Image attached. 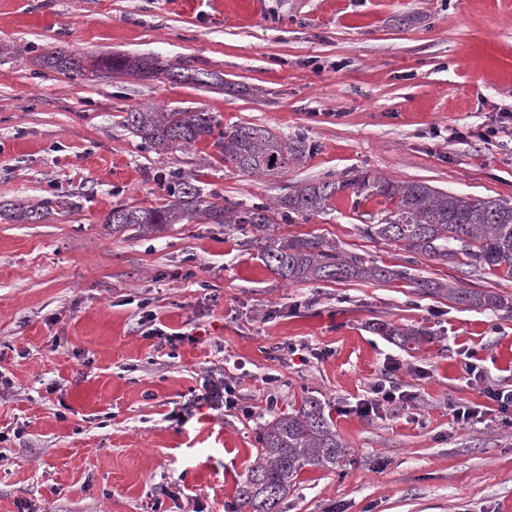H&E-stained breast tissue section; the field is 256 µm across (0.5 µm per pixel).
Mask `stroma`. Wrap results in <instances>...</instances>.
I'll return each instance as SVG.
<instances>
[{"instance_id": "35a3bbf8", "label": "stroma", "mask_w": 512, "mask_h": 512, "mask_svg": "<svg viewBox=\"0 0 512 512\" xmlns=\"http://www.w3.org/2000/svg\"><path fill=\"white\" fill-rule=\"evenodd\" d=\"M158 56L220 85L42 66L47 52ZM206 108L224 127L305 139L280 177L225 166L206 143L157 153L130 109ZM512 0H0V204L59 205L0 220V512H235L261 427L321 400L347 446L305 469L283 512H512V427L463 371L512 384V311L468 309L411 277L512 297L483 268L407 253L362 228L393 203L337 194L282 223L410 279L287 284L240 235L193 220L113 234L112 207L166 198L194 174L213 202L253 205L362 174L512 202ZM194 334L170 346L154 323ZM425 330L400 346L379 325ZM221 370L241 407L192 404ZM391 378L414 399L360 415ZM179 489L177 499L160 495ZM50 209L51 205L49 202L25 205L24 202L19 201L13 204V211L9 214V219L24 223L38 222L48 215Z\"/></svg>"}]
</instances>
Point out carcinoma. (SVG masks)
<instances>
[{"label": "carcinoma", "instance_id": "carcinoma-1", "mask_svg": "<svg viewBox=\"0 0 512 512\" xmlns=\"http://www.w3.org/2000/svg\"><path fill=\"white\" fill-rule=\"evenodd\" d=\"M53 67L81 74L112 72L138 77L159 74L173 81L207 84L213 73L199 68L188 73L158 57L127 54L97 56L88 61L58 52L47 56ZM127 125L144 143L163 153L174 147L212 140L224 165L242 173L283 174L288 165L306 153L302 137H286L264 126L221 127L218 115L206 110L170 109L160 112L143 106L127 113ZM168 199L156 206H116L105 223L112 233L134 230L161 232L174 224L202 218L208 224L224 225V232L246 237V245L257 250L268 270L288 283L373 279H405L422 293L448 290V298L469 308L512 309V301L497 292L444 287L427 278H416L406 269L374 266L363 257L343 252L335 242L322 236L277 234L273 216L290 222L327 210L332 198L349 189L357 197L383 196L394 209L378 224H367L370 238L395 243L407 252L433 259H465V264L486 267L512 279V203L502 199H471L441 192L424 183H398L368 175L351 182L323 180L302 186L279 197L275 210L267 205H218L204 194L196 179L180 171L166 177ZM48 202L13 204L9 218L24 223L48 215ZM385 336L402 346L417 343L425 332L410 327L378 326ZM257 449L259 462L251 467L237 486V512H282V503L308 467L334 468L345 455L344 444L320 401L307 396L299 406L266 421Z\"/></svg>", "mask_w": 512, "mask_h": 512}]
</instances>
